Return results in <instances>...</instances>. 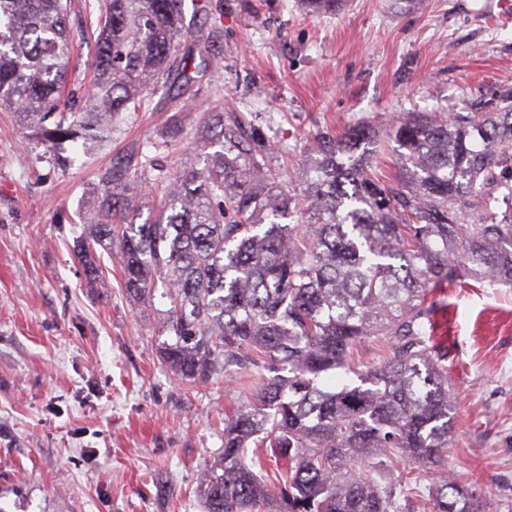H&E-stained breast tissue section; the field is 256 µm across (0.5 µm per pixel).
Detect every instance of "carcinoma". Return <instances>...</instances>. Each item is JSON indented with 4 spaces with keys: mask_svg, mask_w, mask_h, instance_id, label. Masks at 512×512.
<instances>
[{
    "mask_svg": "<svg viewBox=\"0 0 512 512\" xmlns=\"http://www.w3.org/2000/svg\"><path fill=\"white\" fill-rule=\"evenodd\" d=\"M184 0H101L96 81L66 92L76 49L70 0H0V107L48 146L96 139L150 91L190 84L177 55ZM217 145L176 172L137 148L100 172L101 201L76 241L89 285L96 247L117 240L131 300H162L158 353L187 384H251L224 417V448L200 475L205 512H482L448 476V353L427 333L429 295L462 279L512 286V88L489 112H419L393 128V186L361 128L324 139L287 180L237 117L197 132ZM161 197L135 223L144 185ZM383 361L358 368L370 337ZM406 459L440 473L428 493L383 484Z\"/></svg>",
    "mask_w": 512,
    "mask_h": 512,
    "instance_id": "1",
    "label": "carcinoma"
}]
</instances>
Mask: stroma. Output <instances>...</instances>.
Listing matches in <instances>:
<instances>
[{
    "instance_id": "1",
    "label": "stroma",
    "mask_w": 512,
    "mask_h": 512,
    "mask_svg": "<svg viewBox=\"0 0 512 512\" xmlns=\"http://www.w3.org/2000/svg\"><path fill=\"white\" fill-rule=\"evenodd\" d=\"M220 38H213V30ZM191 87L156 88L66 164L0 109V512H203L195 493L249 388L188 386L159 360L155 315L125 295L114 259L89 286L75 252L98 175L139 147L167 168L202 165L188 133L235 113L287 177L319 136L385 133L416 112H472L512 87V0H185ZM434 334L455 400L448 471L485 512H512V287L444 288Z\"/></svg>"
}]
</instances>
